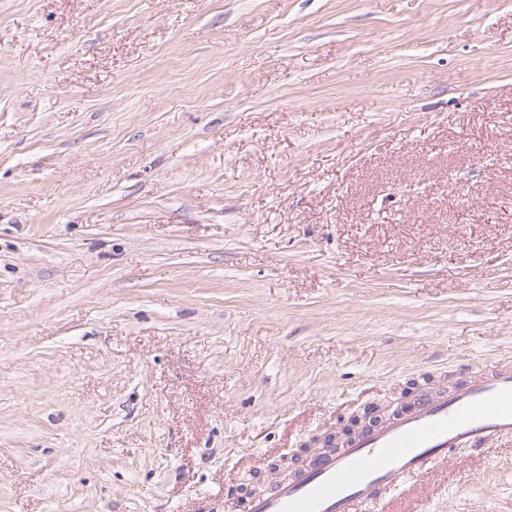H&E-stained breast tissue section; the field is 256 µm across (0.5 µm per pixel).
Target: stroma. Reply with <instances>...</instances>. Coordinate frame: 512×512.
<instances>
[{"label": "stroma", "mask_w": 512, "mask_h": 512, "mask_svg": "<svg viewBox=\"0 0 512 512\" xmlns=\"http://www.w3.org/2000/svg\"><path fill=\"white\" fill-rule=\"evenodd\" d=\"M499 356L512 0H0V512H225Z\"/></svg>", "instance_id": "obj_1"}]
</instances>
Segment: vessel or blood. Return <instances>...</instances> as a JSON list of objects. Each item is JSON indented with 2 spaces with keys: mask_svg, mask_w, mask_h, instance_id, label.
<instances>
[{
  "mask_svg": "<svg viewBox=\"0 0 512 512\" xmlns=\"http://www.w3.org/2000/svg\"><path fill=\"white\" fill-rule=\"evenodd\" d=\"M512 439V363L451 391H424L412 408L317 453L297 475L254 495L247 512H359L387 490L427 475L450 450Z\"/></svg>",
  "mask_w": 512,
  "mask_h": 512,
  "instance_id": "1",
  "label": "vessel or blood"
}]
</instances>
